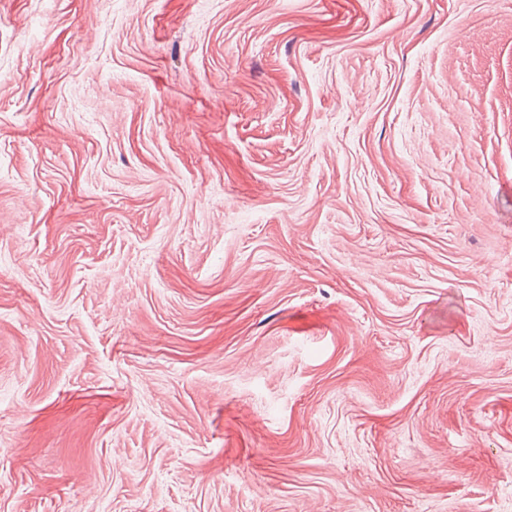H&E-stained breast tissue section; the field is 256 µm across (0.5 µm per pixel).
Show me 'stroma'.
I'll list each match as a JSON object with an SVG mask.
<instances>
[{
	"label": "stroma",
	"instance_id": "obj_1",
	"mask_svg": "<svg viewBox=\"0 0 512 512\" xmlns=\"http://www.w3.org/2000/svg\"><path fill=\"white\" fill-rule=\"evenodd\" d=\"M0 512H512V0H0Z\"/></svg>",
	"mask_w": 512,
	"mask_h": 512
}]
</instances>
